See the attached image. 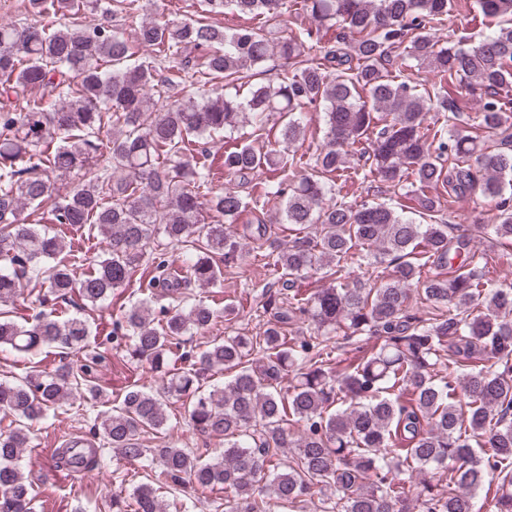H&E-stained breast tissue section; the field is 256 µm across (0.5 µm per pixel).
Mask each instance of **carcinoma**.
Instances as JSON below:
<instances>
[{
    "instance_id": "obj_1",
    "label": "carcinoma",
    "mask_w": 512,
    "mask_h": 512,
    "mask_svg": "<svg viewBox=\"0 0 512 512\" xmlns=\"http://www.w3.org/2000/svg\"><path fill=\"white\" fill-rule=\"evenodd\" d=\"M102 2L27 0L24 18L0 23V348L59 355L49 372L0 379V512H38L21 466L32 424L76 396L92 407L103 396L97 357L72 361L89 323L51 312L13 319L21 281L46 288L44 304L75 295L97 308L140 267L153 276L142 298L112 316V339L165 380L126 386L98 415L99 447L69 443L57 467L98 469L106 446L145 462L146 481L129 491L134 512H166L163 495L188 487L224 494V512H274L316 493L331 512H475L483 486L488 512H512V285L484 279L471 249L477 237L512 246V0H479L490 32L475 45L463 35L436 39L451 0H200L192 18H146L131 34L116 19L137 0ZM97 9L104 21L84 23ZM228 10L251 24H216ZM287 11L311 26L273 44L264 25ZM59 14L69 24L55 26ZM275 55L279 81L255 84L243 99L219 91ZM393 55L428 69L440 91L426 96L392 74ZM462 91L477 98L476 124L495 145L460 129ZM317 108L326 143L313 173L297 180L304 162L289 148ZM433 109L441 118L431 126ZM381 112L394 122L372 139ZM247 114L261 130L279 126L282 149L230 145L221 167L243 182L270 174L255 206L277 201L283 223L302 231L287 245L263 223L253 235L291 295L268 297L276 312L259 335L214 338L192 356L182 337L207 331L218 312L186 285L207 288L224 274L241 250L227 226L248 207L213 190L195 145ZM366 141L369 167L347 165L348 149ZM71 175L78 181L55 196ZM350 179L409 180L430 217L440 202L425 189L440 185L450 198L478 191L495 200L494 222L450 237L443 218L417 224L385 203L355 209L336 200V181ZM46 205L51 223L106 240L93 270L77 276L85 258L66 249L65 231L24 216ZM176 250L184 278L170 274ZM349 261L364 280L348 282ZM429 263L440 272L424 278ZM321 270L334 284L303 296L297 280ZM159 293L168 304L155 308ZM415 294L438 312L413 313ZM299 315L306 334L286 336ZM340 332L380 344L336 364L328 342ZM481 359L491 365H472ZM442 366L461 373L442 376ZM214 370L227 374L224 384L197 393L196 380ZM184 398L192 428L224 440L222 453L205 458L166 440L145 447V435L168 426L166 403ZM291 422L301 434L288 431ZM415 473L429 478L413 500L405 485Z\"/></svg>"
}]
</instances>
